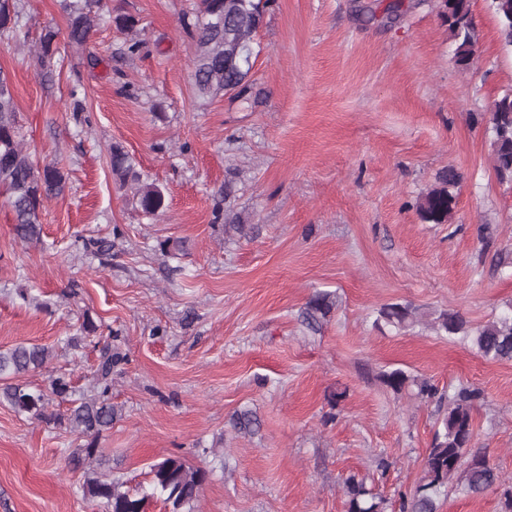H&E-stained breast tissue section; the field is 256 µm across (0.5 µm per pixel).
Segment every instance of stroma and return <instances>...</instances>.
I'll use <instances>...</instances> for the list:
<instances>
[{
  "instance_id": "obj_1",
  "label": "stroma",
  "mask_w": 512,
  "mask_h": 512,
  "mask_svg": "<svg viewBox=\"0 0 512 512\" xmlns=\"http://www.w3.org/2000/svg\"><path fill=\"white\" fill-rule=\"evenodd\" d=\"M390 2L269 0L247 98L204 100L184 27L198 0H112L135 33L99 22L86 45H61L49 71L31 47L44 27L66 29V15L59 0H22L0 70L27 150L58 164L67 188L45 201L33 244L15 237L0 193V349L52 348L29 382L66 373L79 396L93 392L98 344L122 353L119 413L93 472L145 489L151 464L180 458L209 472L197 512H345L351 474L395 498L414 487L437 418L434 403L382 384L400 367L482 392L472 449L504 483L454 489L440 512H503L512 362L375 319L408 302L479 327L512 304V183L494 172L488 124L512 91V51L490 0H471L478 44L466 69L442 0H402L396 17ZM133 36L142 47L130 57ZM114 143L162 190L157 214L114 180ZM446 167L461 175L452 217L424 222L416 202ZM228 212L248 237L225 235ZM100 238L111 251L89 247ZM317 291L336 306L312 328L303 311ZM87 318L95 335L69 347ZM239 409L257 413V434L230 427ZM84 443L0 405V512H105L82 493L89 471L69 462Z\"/></svg>"
}]
</instances>
